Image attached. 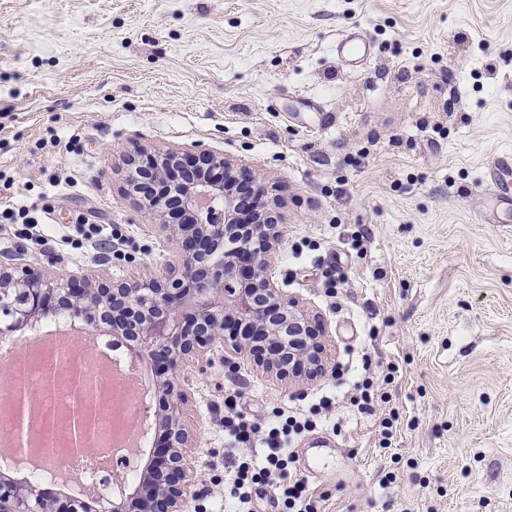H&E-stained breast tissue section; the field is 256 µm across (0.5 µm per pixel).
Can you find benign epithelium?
I'll list each match as a JSON object with an SVG mask.
<instances>
[{
  "label": "benign epithelium",
  "mask_w": 512,
  "mask_h": 512,
  "mask_svg": "<svg viewBox=\"0 0 512 512\" xmlns=\"http://www.w3.org/2000/svg\"><path fill=\"white\" fill-rule=\"evenodd\" d=\"M130 162L141 173L164 175L176 166L192 173L178 196L187 224L176 223L168 209L147 201L136 183L126 187L139 208L171 232L179 268L94 282L86 275L57 277L39 267L0 261V338L62 318L81 322L83 330L106 329L137 357L161 362L164 379L158 392L164 407L153 421L161 443H153L133 482L115 472L114 490L107 494L91 485L80 496L62 499L44 489L51 478L21 484L1 473L0 512H184L191 494L186 453L191 431L182 419L180 375L189 360L202 357L217 342H229L281 381H313L326 372L325 329L318 317L296 299H285L267 274L282 230L259 177L210 151L185 158L170 150H144ZM233 181L252 186L254 218L238 216L235 197L224 187ZM236 233L245 238L244 246L224 249V241ZM94 401V385L80 381L65 414L70 446L89 457L96 431L84 412L91 411Z\"/></svg>",
  "instance_id": "7a95c632"
}]
</instances>
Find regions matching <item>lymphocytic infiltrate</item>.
Here are the masks:
<instances>
[{"mask_svg":"<svg viewBox=\"0 0 512 512\" xmlns=\"http://www.w3.org/2000/svg\"><path fill=\"white\" fill-rule=\"evenodd\" d=\"M237 393H229L224 403L229 410L224 418V456L229 469L224 476V494L232 512H253V496L259 487L276 491L284 512H316L309 493V481L300 477L284 481L292 459L291 447L296 436L314 428L312 419L287 416L284 422L265 428L237 412ZM261 440L265 453L261 461L239 456L240 446Z\"/></svg>","mask_w":512,"mask_h":512,"instance_id":"obj_1","label":"lymphocytic infiltrate"}]
</instances>
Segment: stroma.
<instances>
[{"instance_id": "obj_1", "label": "stroma", "mask_w": 512, "mask_h": 512, "mask_svg": "<svg viewBox=\"0 0 512 512\" xmlns=\"http://www.w3.org/2000/svg\"><path fill=\"white\" fill-rule=\"evenodd\" d=\"M356 26L358 74L334 52ZM138 148L259 172L273 279L327 333L307 384L228 344L188 364L187 512H225L231 388L257 418L330 400L288 466L320 512H512V209L476 218L485 163L512 150V0H0V206L51 207L28 234L0 223V258L165 271L169 231L124 193ZM366 374L370 414L351 404Z\"/></svg>"}]
</instances>
